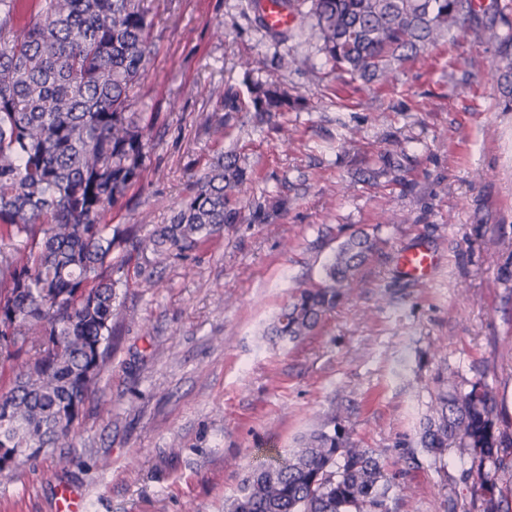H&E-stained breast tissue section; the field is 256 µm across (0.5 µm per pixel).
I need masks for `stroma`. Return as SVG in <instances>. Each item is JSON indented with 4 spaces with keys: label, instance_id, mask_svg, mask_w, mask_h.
Instances as JSON below:
<instances>
[{
    "label": "stroma",
    "instance_id": "35a3bbf8",
    "mask_svg": "<svg viewBox=\"0 0 512 512\" xmlns=\"http://www.w3.org/2000/svg\"><path fill=\"white\" fill-rule=\"evenodd\" d=\"M153 53L139 106L158 109L148 169L110 208L112 224L167 223L217 156L251 174L238 223L186 256L126 264L113 320L116 349L96 395L61 448L0 474V512H55L59 486L83 490V512H225L248 465L296 447L333 404L346 427L403 486L392 512H477L469 460L410 454L445 375L484 372L512 420V111L491 71L495 48L464 29L404 64L394 84L325 77L301 45L298 72L268 69L303 99L257 121L225 112L248 98L238 61L277 47L246 0H150ZM224 113L223 140L209 134ZM363 231L378 248L350 291L296 343L265 331L297 289L317 283L331 252ZM422 243L439 258L418 284L395 268Z\"/></svg>",
    "mask_w": 512,
    "mask_h": 512
}]
</instances>
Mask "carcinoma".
<instances>
[{
	"label": "carcinoma",
	"instance_id": "obj_1",
	"mask_svg": "<svg viewBox=\"0 0 512 512\" xmlns=\"http://www.w3.org/2000/svg\"><path fill=\"white\" fill-rule=\"evenodd\" d=\"M22 24L17 0H0V473L71 446L74 423L98 389L115 345L112 318L127 284L116 251L164 262L236 223L235 195L247 171L221 155L193 183L168 223L142 234L109 224L108 206L144 179L158 113L132 110L154 27L147 0H38ZM310 23L330 73L387 85L427 45L466 27L496 47V68L512 95V23H497L499 0H285ZM296 48L276 68L304 65ZM267 59L247 55L251 75ZM298 100L288 87L256 81L250 104L232 94L228 112L270 117ZM375 250L365 232L328 257L324 280L299 289L269 327L295 342L336 307ZM417 445L443 459L451 445L468 456L478 512H512V429L483 374L463 386L439 376ZM396 483L378 455L351 439L342 409L301 436L298 446L247 469L226 512H391Z\"/></svg>",
	"mask_w": 512,
	"mask_h": 512
}]
</instances>
